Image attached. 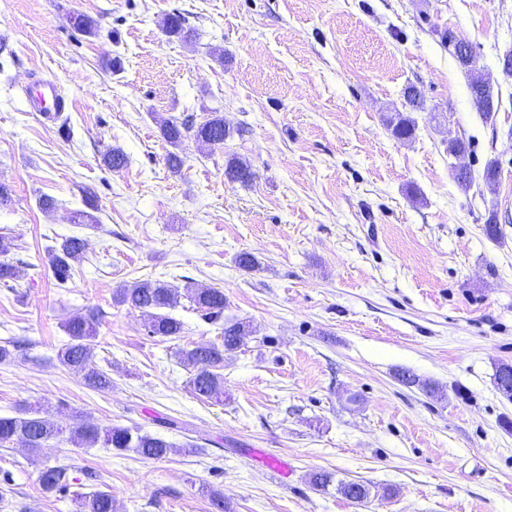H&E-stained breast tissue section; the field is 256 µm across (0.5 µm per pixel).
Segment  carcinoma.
Masks as SVG:
<instances>
[{"mask_svg":"<svg viewBox=\"0 0 512 512\" xmlns=\"http://www.w3.org/2000/svg\"><path fill=\"white\" fill-rule=\"evenodd\" d=\"M163 30L170 36L187 38L190 30L186 19L179 14H170L163 19ZM392 135L399 140L412 138L415 122L401 114L387 119ZM230 131L224 129V117L214 113L210 119L196 124L189 118H173L162 128V136L174 150L166 156L169 169L177 173L184 166V160L175 148L183 139L195 140L210 146L224 144ZM104 165L119 171L128 164V157L119 148L109 149L103 157ZM224 175L232 183L250 184L256 177L252 166L237 158L227 160ZM84 241L78 236L62 240L59 246L49 252L48 265L53 277L60 283L67 282L73 275V265L80 262L84 254ZM196 309L202 319L219 326V342L197 345L180 352L183 365L192 372L190 384L199 398L209 399L224 394V382L214 369L224 362V353L233 352L242 346V337L248 335L250 324L246 321H224V290L219 288H189ZM179 291L159 280L135 282L118 289L115 302L127 305L141 312L144 327L150 336L177 338L184 332L183 323L165 313L178 303ZM99 316L90 311L68 320L64 325L70 342L58 351L59 362L72 370L82 373L85 384L95 390L112 388V377L99 368L94 360L91 339L96 336ZM18 439L29 448H41L50 441L66 440L77 448L102 445L120 451H131L146 460H159L172 451V445L164 439L142 432L137 426H113L103 428L92 422H82L72 428L58 424L47 411H34L25 417L0 416V445ZM71 466L63 464L47 466L40 472V484L47 491L67 488V474ZM339 491L346 498L358 501L369 495L367 488L358 482H343ZM79 512H114L112 495L107 491H94L80 495Z\"/></svg>","mask_w":512,"mask_h":512,"instance_id":"carcinoma-1","label":"carcinoma"}]
</instances>
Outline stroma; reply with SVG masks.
Here are the masks:
<instances>
[{
  "label": "stroma",
  "instance_id": "stroma-1",
  "mask_svg": "<svg viewBox=\"0 0 512 512\" xmlns=\"http://www.w3.org/2000/svg\"><path fill=\"white\" fill-rule=\"evenodd\" d=\"M171 13L192 40L164 34ZM444 29L472 47V69L440 44ZM510 49L512 0H0V238L22 270L0 283V345L19 344L0 363V416L47 405L65 427L135 425L173 446L159 460L0 446V512H78L77 494L96 490L116 512H214L212 489L230 512H512V400L494 384L512 363ZM41 78L61 85L59 122L27 105L24 85ZM477 79L499 92L488 119ZM410 85L422 108L405 102ZM213 112L231 136L184 139L172 172L162 126ZM398 112L415 120L412 139L392 136ZM452 135L467 153L449 155ZM112 147L129 158L118 172L102 163ZM232 155L255 171L249 185L225 177ZM88 190L94 227L72 220ZM69 236L86 248L61 284L47 255ZM242 252L259 267L240 269ZM143 280L223 289L225 318L250 322L224 356L221 398L197 397L180 360L219 336L189 298L172 311L176 339L115 303ZM91 310L105 392L57 359L63 322ZM59 464L69 488L44 491L41 470ZM319 471L366 485L367 501L313 488Z\"/></svg>",
  "mask_w": 512,
  "mask_h": 512
}]
</instances>
